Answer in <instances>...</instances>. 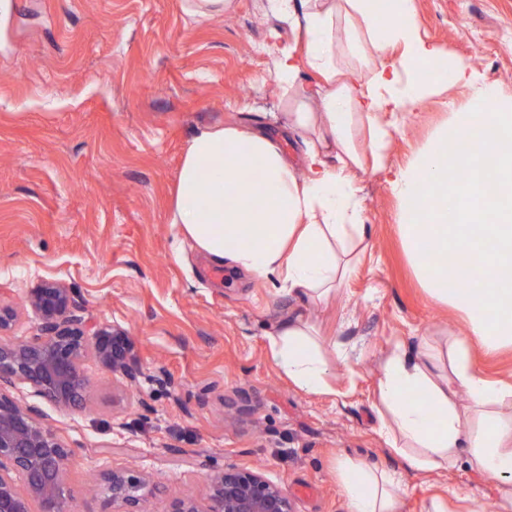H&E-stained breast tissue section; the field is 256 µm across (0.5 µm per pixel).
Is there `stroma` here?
<instances>
[{"instance_id":"1","label":"stroma","mask_w":512,"mask_h":512,"mask_svg":"<svg viewBox=\"0 0 512 512\" xmlns=\"http://www.w3.org/2000/svg\"><path fill=\"white\" fill-rule=\"evenodd\" d=\"M423 37L449 58L475 60L485 86L512 104V0H412ZM298 42L268 0H236L229 17H192L184 0H10L0 9V302L21 308L16 337L36 335L31 288L61 281L94 323L134 343L136 384L88 364L82 409L57 407L27 386L73 448L71 512H104L88 476L147 471L171 497H204L210 471H261L295 512H347L341 458L402 472L399 512H492L498 482L468 463L435 474L407 469L376 431L383 357L420 340L440 346L464 318L432 297L399 233L395 173L471 111L470 88L449 87L406 114L383 169L361 181L365 238L354 271L323 302L297 305L275 278L241 277L181 240L169 222L182 155L201 126L242 125L301 154L283 127L270 32ZM495 44L493 53L483 52ZM302 315L344 353L331 392L307 394L279 371L268 335Z\"/></svg>"}]
</instances>
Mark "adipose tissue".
Wrapping results in <instances>:
<instances>
[{
    "label": "adipose tissue",
    "instance_id": "ef3b65f1",
    "mask_svg": "<svg viewBox=\"0 0 512 512\" xmlns=\"http://www.w3.org/2000/svg\"><path fill=\"white\" fill-rule=\"evenodd\" d=\"M274 2L303 34L302 47L275 49L285 127L301 146V162L290 163L279 141L244 127H199L182 158L170 222L216 264L274 277L291 297L325 298L354 270L349 256L363 241V156L382 166L391 138L384 114L469 84L475 108L456 113L451 128L438 131L391 182L413 269L433 297L463 314L467 331L442 347L386 354L378 432L415 470L441 473L464 459L493 475L494 512H512V417L502 413L512 406V384L488 381L473 356L512 347V315L502 307L512 302V142L504 137L512 109L473 67L422 38L412 0ZM354 61L368 70L367 81L355 79ZM451 137L479 141L496 173L495 191L480 170L462 182L441 175ZM452 198L464 203L453 224ZM478 265L485 279L475 290L468 282ZM269 343L276 366L300 390L329 392L332 360L307 320L284 321ZM340 467L348 512H398L400 473L349 458Z\"/></svg>",
    "mask_w": 512,
    "mask_h": 512
}]
</instances>
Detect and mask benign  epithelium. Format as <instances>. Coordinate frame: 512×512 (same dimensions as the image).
<instances>
[{
  "label": "benign epithelium",
  "instance_id": "obj_1",
  "mask_svg": "<svg viewBox=\"0 0 512 512\" xmlns=\"http://www.w3.org/2000/svg\"><path fill=\"white\" fill-rule=\"evenodd\" d=\"M26 302L40 324L38 334L24 341L10 338L17 309L0 304V512H70L75 490L66 472L74 450L38 409L20 405L12 390L27 384L58 407L79 408L89 393L83 364L93 360L134 382V347L121 328L88 322L71 289L59 281L31 289ZM96 485L111 512H145L148 475L112 469L98 474ZM168 512L295 510L284 487L256 470L228 468L209 477L204 501L176 497Z\"/></svg>",
  "mask_w": 512,
  "mask_h": 512
}]
</instances>
